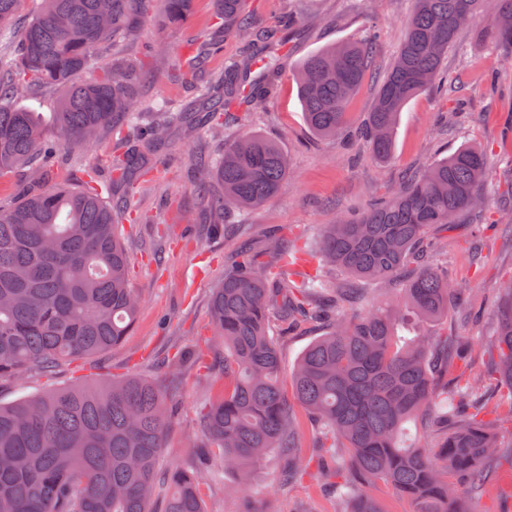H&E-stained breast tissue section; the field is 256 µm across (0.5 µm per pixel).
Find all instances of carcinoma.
<instances>
[{
  "label": "carcinoma",
  "instance_id": "obj_1",
  "mask_svg": "<svg viewBox=\"0 0 512 512\" xmlns=\"http://www.w3.org/2000/svg\"><path fill=\"white\" fill-rule=\"evenodd\" d=\"M18 0H0V178L21 175L18 198L0 204V380L44 373L75 357L91 358L131 332L141 303L130 286L118 213L133 209L149 160L137 150L112 160L110 181L93 167L77 186L57 182L59 144L72 155L100 134L138 128L159 151L171 130L194 137L195 113L209 131H224V112L262 98L280 77L278 28L258 30L245 0H217L224 33L245 39L243 57L206 77L214 44L187 45L172 81L194 88L191 106L142 98L139 65L123 58L122 43L137 35L150 0H40L15 35ZM161 21L183 25L194 0H156ZM406 33L391 70L382 78L363 135L380 160L393 151L404 107L441 83L448 47L461 27L483 12L482 39L512 47V0H412ZM112 46V63L89 81L81 75L95 53ZM375 34L305 57L292 74L311 130L334 136L371 71ZM37 87L61 91L52 125L18 100ZM156 119L144 125L143 115ZM488 153L462 146L399 186L371 207L326 225L316 256L324 273L338 268L398 288L391 299L364 313L345 307L348 289L318 275L295 279L299 257L282 244L267 246L272 260L243 253L224 273L211 298L216 343L196 359L222 360L224 393L201 414L203 460L219 455L244 493L256 466L272 450L288 453V474L299 471L302 435L279 384L280 359L271 322L326 324V333L300 356L292 376L297 400L321 427L319 447L336 458L346 450L349 470L337 486L343 512H383L362 494L378 481L411 500L414 512H470L468 502L488 481L502 447L481 414L483 395L494 390L508 404L512 423V276L501 284L488 341L491 365L473 378H448V334L433 332L398 344L408 316L438 323L461 285L448 278L442 258L456 217L469 210L501 223L509 208H490ZM215 176L222 194L197 188L211 214L258 207L288 178V157L272 140L249 129L224 137ZM459 411L435 418L437 442L406 444V425L436 413L444 400ZM173 393L139 377L99 386H70L0 404V512H205L199 495L203 469L174 467L164 477L157 464L175 419Z\"/></svg>",
  "mask_w": 512,
  "mask_h": 512
}]
</instances>
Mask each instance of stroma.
Wrapping results in <instances>:
<instances>
[{"mask_svg": "<svg viewBox=\"0 0 512 512\" xmlns=\"http://www.w3.org/2000/svg\"><path fill=\"white\" fill-rule=\"evenodd\" d=\"M246 8L259 27L277 26L284 12L301 21L281 49L286 70L273 93L261 102L228 112L227 131L249 125L275 141L289 160V175L279 194L246 215L230 214L234 229L228 234L201 236L205 215L193 186L218 188L211 169H195L192 154L205 150L213 158L224 153V139L208 133L192 140L172 132L166 150L152 156L160 172L141 193L140 224H119L127 249L130 279L141 297L136 323L121 344L92 359H71L48 374L33 372L20 380L0 381V403L72 385H100L137 375L159 378L165 363L179 355L206 347L213 339L209 308L212 293L224 280L228 263L241 248L263 251L274 239L291 250L317 251L324 225L362 211L395 187L401 176L416 173L465 143L491 154L492 184L503 190L512 184V50L479 41L485 15H476L449 48L444 71L465 87L466 102L457 105L454 95L422 94L406 106L394 131L393 159L380 163L359 132L372 108L376 85L366 82L348 107L347 137L321 138L309 129L296 82L291 74L300 61L322 48L359 39L369 24H376L379 38L372 69L384 76L406 32L410 0H246ZM214 0H196L195 10L182 27H165L158 17L147 19L124 54L145 63L142 85L147 98L190 103L192 92L171 82L168 70L175 64V48L212 31ZM141 148L137 130L125 141L111 137L93 140L79 158L62 157L59 179L72 182L79 166L90 165L110 177L112 159L127 147ZM473 216L459 219L448 235V275L464 291L449 310L444 326L449 335L464 339V368L483 373L488 355L486 341L493 332L492 315L500 297L502 280L512 273V234L477 231ZM482 238L480 263H472L468 240ZM320 334L310 322L299 324L279 341L284 378L282 389L304 442L299 450L301 475L280 484L284 464L272 452L256 467L251 496H244L221 458H212L205 470L201 493L206 512H338L339 502L318 478L326 460L318 448L319 428L304 408L294 402L290 375L305 348ZM176 420L162 456L163 467L192 468L197 464L199 427L204 404L224 388L222 378L205 367L188 363L175 384ZM472 512H512V457L501 459L483 492L471 502Z\"/></svg>", "mask_w": 512, "mask_h": 512, "instance_id": "1", "label": "stroma"}]
</instances>
